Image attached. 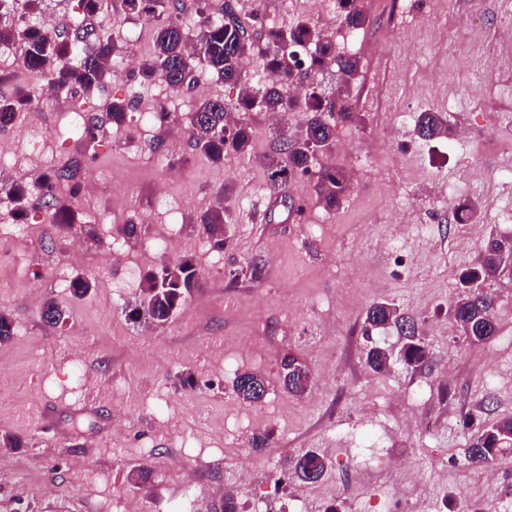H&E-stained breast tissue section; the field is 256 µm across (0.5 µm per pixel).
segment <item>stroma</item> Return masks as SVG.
I'll return each mask as SVG.
<instances>
[{
  "mask_svg": "<svg viewBox=\"0 0 512 512\" xmlns=\"http://www.w3.org/2000/svg\"><path fill=\"white\" fill-rule=\"evenodd\" d=\"M426 13H396L393 0H359L369 23L354 56V121L337 125L328 153L350 191L336 211L318 204L311 181L288 182L271 194L262 160L272 127L265 113L251 116L250 155L230 153L214 165L192 153L186 123L156 126L143 138L136 126L104 125L87 147L66 139L48 145L43 167L71 168L80 187L102 175L101 186L76 224L59 229L43 210L28 209L0 222V311L15 323L0 342V436L21 447L0 446V512H167L177 499L191 512H224L234 494L262 512H410L424 501L430 512H512V502H475L467 489L485 483L464 463L468 435L512 416V274L484 289L494 298L495 335L470 345L448 315L461 294L459 275L480 258L489 236L512 237L496 223L503 200L487 186L469 198L481 206L479 235L429 197L434 181L467 178L473 167L512 164V142L494 141L512 121V69L482 83L455 66L457 16L479 9L487 27L512 10V0H428ZM450 129L466 127L469 143L448 158L441 139H419L414 128L396 131L407 108L444 110ZM177 145L183 161L166 173L160 155ZM185 206L180 223L151 225L130 242L123 224L143 223L144 201L158 181ZM235 217L231 244L214 248L199 217L221 197ZM96 220L98 241H85L81 259L70 253L80 223ZM174 235V258L193 256L200 288L162 325L134 324L125 309L140 296L128 268L145 271L164 256L154 242ZM403 236L405 260L386 262L380 245ZM265 262L262 282L240 270ZM83 276L90 293L68 288ZM65 310L54 326L40 318V301ZM386 300L417 324L432 354L428 369L410 371L391 360L374 372V346L399 353L396 328L367 330L365 311ZM308 364L313 385L301 396L279 379L282 357ZM82 361L83 375L73 371ZM265 377L258 403L233 391L238 373ZM193 387L182 388L181 375ZM269 433L267 448L248 441ZM415 477L400 480L391 467L399 449ZM312 450L327 460L314 484L287 478L288 454ZM254 478L238 485L242 466ZM152 471L139 484L135 471Z\"/></svg>",
  "mask_w": 512,
  "mask_h": 512,
  "instance_id": "stroma-1",
  "label": "stroma"
}]
</instances>
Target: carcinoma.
Returning <instances> with one entry per match:
<instances>
[{"instance_id":"obj_1","label":"carcinoma","mask_w":512,"mask_h":512,"mask_svg":"<svg viewBox=\"0 0 512 512\" xmlns=\"http://www.w3.org/2000/svg\"><path fill=\"white\" fill-rule=\"evenodd\" d=\"M45 0H0V41L13 42L21 47L20 64L33 78L26 88L10 95L0 92V130L22 121L25 112L39 97L40 86L50 84L74 98L101 89L112 73V63L126 54L112 39L104 26L72 37L65 30H46L37 15ZM127 13L156 19L154 50L140 57L137 67L139 84L151 85L157 81L172 88L193 81L200 70L207 71L217 81L239 88L236 100L203 98L187 113L189 147L195 153L219 164L229 150L240 156L250 151L252 128L248 116L252 112H290L296 108L312 113L305 127L291 132L278 130L269 154L264 158V176L272 192L298 174L315 172V194L326 210L336 209L348 193L345 175L334 167L315 168L318 154L331 149L336 140V125L353 119L349 80L358 74L359 62L336 51L333 40L317 24L299 19L293 25H271L252 36L238 20L230 0H224V15L212 16L201 9L195 26V39H188L185 24L171 9L170 0H122ZM341 24L362 30L366 15L357 0H339ZM77 13L112 19V0H77ZM309 47L311 53L303 57L302 65L284 67L286 59ZM248 57L258 58L267 71L281 72L286 81L254 90L248 87L243 62ZM343 75L342 85L328 94L319 89L318 76L332 67ZM304 83L301 98L288 99L284 87L289 83ZM232 108L240 120L232 127L225 122L226 109ZM104 112L116 127L132 121V105L128 99H112ZM419 136L425 140L448 134V120L439 112H422L418 119ZM58 170L43 174L30 184H12L6 195L12 204L10 213L19 218L28 207L39 204L50 212L54 224L69 226L74 223L71 210L52 193L54 182L66 178ZM233 224L229 199L224 198L207 209L200 217V228L217 248L230 242ZM500 273V257L495 246L485 242L478 265L461 275V281L486 282ZM201 287V274L193 259L182 257L174 262H162L143 278L142 299L130 306L126 318L133 323L161 325L172 318L193 291ZM454 321L459 324L466 339L473 346L488 341L496 333L493 299L482 293L464 295L452 306ZM63 308L53 299L41 309V319L47 325L63 320ZM395 305L376 302L366 311L365 323L371 329H384L399 324ZM430 352L418 335L407 337L403 346L402 362L412 370L428 366ZM388 353L372 347L367 362L375 371L387 369ZM283 383L289 392L301 395L312 386V373L303 360L292 354L280 362ZM234 391L245 402L255 403L267 392L265 378L244 371L237 375ZM512 440V417L499 418L472 432L465 450V465L483 470L495 463L499 446ZM327 469L323 456L314 451L300 452L288 461L289 475L302 482L320 479Z\"/></svg>"}]
</instances>
